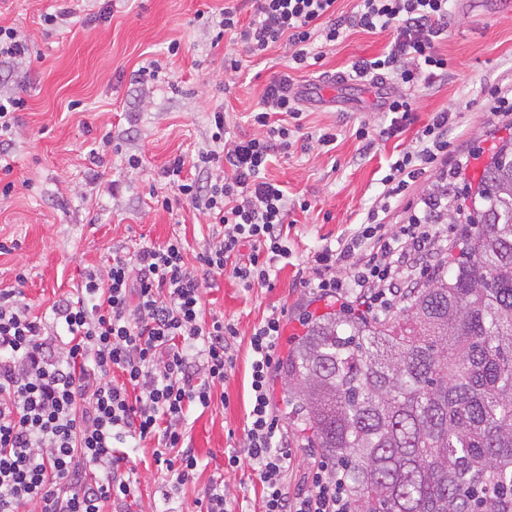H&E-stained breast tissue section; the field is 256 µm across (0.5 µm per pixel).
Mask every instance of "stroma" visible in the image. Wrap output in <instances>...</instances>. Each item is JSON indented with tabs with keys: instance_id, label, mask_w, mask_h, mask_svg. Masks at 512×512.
Wrapping results in <instances>:
<instances>
[{
	"instance_id": "35a3bbf8",
	"label": "stroma",
	"mask_w": 512,
	"mask_h": 512,
	"mask_svg": "<svg viewBox=\"0 0 512 512\" xmlns=\"http://www.w3.org/2000/svg\"><path fill=\"white\" fill-rule=\"evenodd\" d=\"M496 2L481 0L469 11L461 0H450L448 37L437 45L448 58V77L410 91L414 127L439 109L456 112L448 164H466L473 180L483 162L472 159V152L490 153L499 138L512 135V112L495 114L486 106L492 87L512 85V14L500 12ZM224 3L71 0L72 16L50 26L44 17L59 9L58 0H0V25L19 29L41 54L31 68L0 66V94L27 101L6 149L15 187L0 195V289L19 288L33 314L51 315L56 302L74 296L87 272L104 271L112 254L132 255L139 238L161 243L181 236L191 265L206 248L202 211L182 200L169 211L156 206V198L174 194L162 169L176 156L190 161L210 149L214 111H224L233 135H257L249 115L288 63V50L279 45L261 56H243L240 73L225 77L224 53L232 43L214 39ZM174 41L180 50L172 55L168 46ZM387 41L384 32L352 30L325 48L320 66L294 72V86L303 94L304 131L335 128L336 146L328 151L300 140L268 167L267 178L283 185L289 199L311 204L309 211L291 214L292 255L277 263L270 286L245 288L224 277L205 289L206 313L233 322L238 335L231 342L234 366L223 397L208 408H191L183 424L198 456L195 479L165 498L166 468L156 463L153 442H141L129 451L136 471L124 512H198V499L215 483L223 484L230 512H262L251 466H227L228 455L245 452L250 334L271 310L287 309L291 320L281 338L286 351L303 332L296 321L303 310L326 313L325 303L310 302L302 286L312 276L307 258L317 246L336 245L361 222L382 190L392 154L411 142L408 133L379 135L391 120L382 110L390 85L338 80L356 60L383 53ZM153 60L162 70L140 91L135 74ZM362 123L374 138L367 151L355 137ZM132 154L141 156L139 168L127 165ZM271 387L293 454L288 481L300 484L322 455L293 418L283 371L274 372Z\"/></svg>"
}]
</instances>
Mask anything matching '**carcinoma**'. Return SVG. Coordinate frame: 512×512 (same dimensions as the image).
I'll return each mask as SVG.
<instances>
[{
  "label": "carcinoma",
  "instance_id": "obj_1",
  "mask_svg": "<svg viewBox=\"0 0 512 512\" xmlns=\"http://www.w3.org/2000/svg\"><path fill=\"white\" fill-rule=\"evenodd\" d=\"M442 176L430 224H463L394 317L312 320L288 401L344 482L350 512H512V138L477 186Z\"/></svg>",
  "mask_w": 512,
  "mask_h": 512
}]
</instances>
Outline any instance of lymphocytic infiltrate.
I'll return each instance as SVG.
<instances>
[{"label":"lymphocytic infiltrate","instance_id":"lymphocytic-infiltrate-1","mask_svg":"<svg viewBox=\"0 0 512 512\" xmlns=\"http://www.w3.org/2000/svg\"><path fill=\"white\" fill-rule=\"evenodd\" d=\"M336 2L255 0L246 24L237 6L222 9L220 33L231 34L254 55L286 42L290 71L266 86L251 114L259 136L229 138L223 112H215L213 146L199 152L194 164L198 177H184L179 156L163 170L176 197L210 219L209 242L196 265L186 263L180 237L139 245L132 256L109 259L104 273L85 277L76 299L54 305L49 319L32 315L15 290H0V512L122 507L135 470L122 449L130 439L155 442V458L169 474L166 496L193 480L198 458L185 444L183 423L190 406L209 407L215 385L233 366L230 347L238 334L231 321L206 316L203 290L224 275L247 288L267 286L274 265L289 253L294 206L265 171L291 148L288 122L301 116L291 71L320 62L323 47L349 29L389 33L385 52L354 62L352 75L392 81L391 136L414 120L407 88L448 74V60L435 48L448 33V0H355L347 14L337 13ZM452 128V114L443 109L416 131L390 163L379 202L361 224L338 248L311 254L316 275L305 287L344 310L377 316L431 273L440 225L425 223L417 211L393 230L383 214L390 199L446 163ZM284 318L275 311L253 328L247 456H229L227 464L236 468L246 459L255 466L264 512H349L343 482L327 466L309 473L306 488L286 481L293 459L270 385L281 360ZM54 325L69 338L62 356L49 333ZM91 465L103 471L102 480L87 482Z\"/></svg>","mask_w":512,"mask_h":512}]
</instances>
